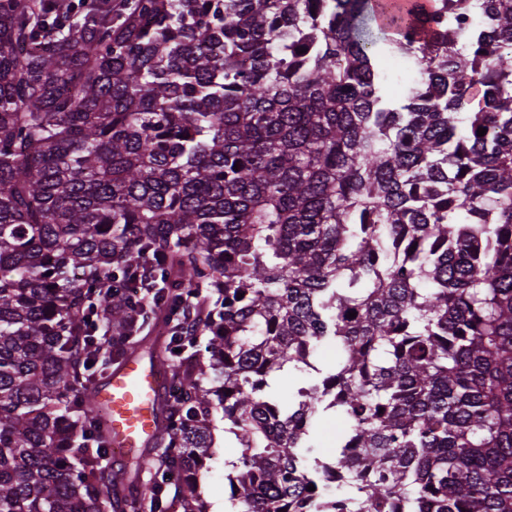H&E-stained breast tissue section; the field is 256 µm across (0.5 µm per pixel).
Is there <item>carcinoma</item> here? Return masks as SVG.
I'll return each instance as SVG.
<instances>
[{
  "instance_id": "cac0c4a2",
  "label": "carcinoma",
  "mask_w": 512,
  "mask_h": 512,
  "mask_svg": "<svg viewBox=\"0 0 512 512\" xmlns=\"http://www.w3.org/2000/svg\"><path fill=\"white\" fill-rule=\"evenodd\" d=\"M457 2L0 0V512H167L92 395L143 275L222 305L160 410L184 512L219 410L226 512H512V0ZM347 424L345 422L320 420L315 425V430L310 437L309 444L313 446V456H330L336 452V443L343 435Z\"/></svg>"
}]
</instances>
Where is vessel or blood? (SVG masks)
<instances>
[{
  "label": "vessel or blood",
  "mask_w": 512,
  "mask_h": 512,
  "mask_svg": "<svg viewBox=\"0 0 512 512\" xmlns=\"http://www.w3.org/2000/svg\"><path fill=\"white\" fill-rule=\"evenodd\" d=\"M165 375L159 364L144 363L132 354L95 386L94 397L105 410L114 457L126 458L156 436Z\"/></svg>",
  "instance_id": "obj_1"
}]
</instances>
